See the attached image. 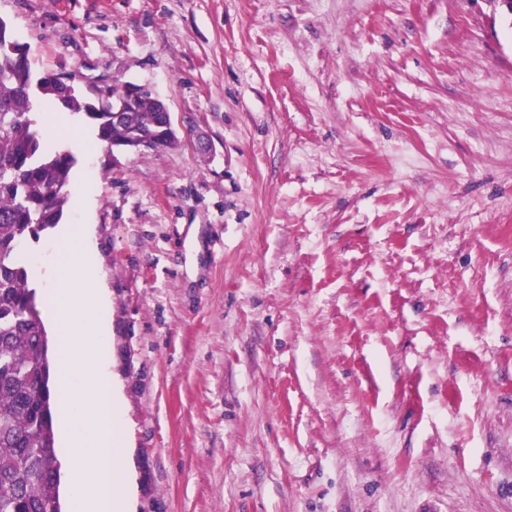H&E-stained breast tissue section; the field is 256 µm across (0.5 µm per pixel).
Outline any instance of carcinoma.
I'll use <instances>...</instances> for the list:
<instances>
[{
	"label": "carcinoma",
	"instance_id": "cac0c4a2",
	"mask_svg": "<svg viewBox=\"0 0 512 512\" xmlns=\"http://www.w3.org/2000/svg\"><path fill=\"white\" fill-rule=\"evenodd\" d=\"M37 102L84 114L109 147L157 140L167 121L150 96L128 100L125 84L106 87L89 111L80 93L33 70L0 18V512H58L48 343L20 245L61 223L77 159L35 127Z\"/></svg>",
	"mask_w": 512,
	"mask_h": 512
}]
</instances>
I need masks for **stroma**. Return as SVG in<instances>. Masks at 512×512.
<instances>
[{"instance_id":"stroma-1","label":"stroma","mask_w":512,"mask_h":512,"mask_svg":"<svg viewBox=\"0 0 512 512\" xmlns=\"http://www.w3.org/2000/svg\"><path fill=\"white\" fill-rule=\"evenodd\" d=\"M177 146L77 153L134 512H512V20L486 0H0ZM57 231L24 243L45 300Z\"/></svg>"}]
</instances>
